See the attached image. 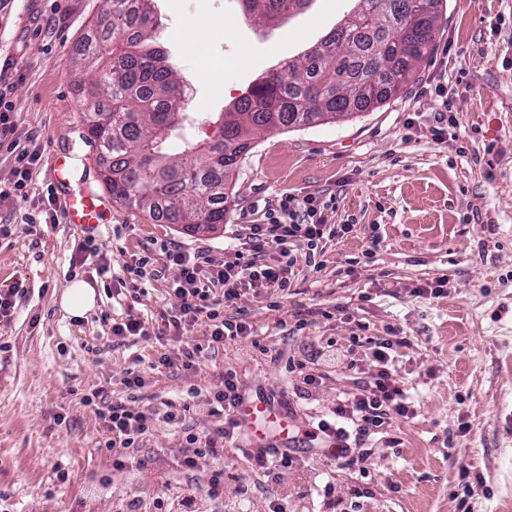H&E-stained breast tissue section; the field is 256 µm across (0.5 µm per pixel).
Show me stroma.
Returning <instances> with one entry per match:
<instances>
[{
  "mask_svg": "<svg viewBox=\"0 0 512 512\" xmlns=\"http://www.w3.org/2000/svg\"><path fill=\"white\" fill-rule=\"evenodd\" d=\"M104 7L103 0H10L0 11L11 137L41 152L24 193L0 199V225L11 228L0 239V288L24 289L14 315L0 320V493L8 512H73L111 477L107 434L84 398L101 389L126 397L131 367L146 380V404L191 402L193 393L222 389L225 370H233L249 395L281 398V415L305 428L374 368L326 367L307 396L288 363L308 360L331 339L348 345L358 322L371 336L396 329L407 337L397 365L416 416L371 435L369 477L337 471L338 494L362 491V512H457L458 476L467 470L481 477L470 512H512V0H435L433 50L398 95L350 118L256 136L229 176L231 206L216 230L187 232L109 202L106 223L93 232L97 243L114 263L147 255L153 269L140 292L117 295L97 275L96 258L72 268L86 232L66 223L50 179L53 155L67 151L87 185L104 189L82 122L86 74L70 62ZM152 7L161 19L156 41L198 115L190 134L203 140L214 136L217 115L339 26L353 3L312 0L274 29L245 19L236 0H153ZM190 33L200 34L197 47L188 46ZM442 86L450 89L444 100ZM445 107L456 127L439 142L430 128ZM285 195L335 198L329 223L352 230L327 242L317 272L304 261L306 245L294 244L291 288L246 294L226 308L251 324V335L203 351L189 370L159 365L168 344L113 337L122 317L155 323L179 309L178 270L163 245L221 264ZM436 279L447 282L443 295H414ZM76 280L97 292L79 319L60 304ZM302 317L308 325L300 330ZM182 439L164 426L144 436L134 490L154 491L175 474L172 451Z\"/></svg>",
  "mask_w": 512,
  "mask_h": 512,
  "instance_id": "stroma-1",
  "label": "stroma"
}]
</instances>
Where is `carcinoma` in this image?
I'll return each mask as SVG.
<instances>
[{"label": "carcinoma", "instance_id": "cac0c4a2", "mask_svg": "<svg viewBox=\"0 0 512 512\" xmlns=\"http://www.w3.org/2000/svg\"><path fill=\"white\" fill-rule=\"evenodd\" d=\"M112 7L85 37L79 65L96 96L87 107L86 137L102 158L99 175L112 199L188 232L224 223V179L259 130L351 116L397 95L435 42L434 0H354L359 34L328 33L312 53L288 61L251 89L208 141L187 139L192 113L178 107L180 79L154 46L159 26L152 0H106ZM245 16L269 24L286 14L283 0H239ZM177 137L183 156H169Z\"/></svg>", "mask_w": 512, "mask_h": 512}]
</instances>
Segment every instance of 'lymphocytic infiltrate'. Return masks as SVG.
I'll return each instance as SVG.
<instances>
[{
    "mask_svg": "<svg viewBox=\"0 0 512 512\" xmlns=\"http://www.w3.org/2000/svg\"><path fill=\"white\" fill-rule=\"evenodd\" d=\"M334 206L331 200L283 197L267 223L251 225L240 238L233 258L220 265L195 252L166 249L170 264L179 272L173 291L181 306L161 318L174 347L172 352L160 355L159 364L170 367L178 362L188 370L194 367L203 348H220L250 335V325L243 318L225 315L223 305L248 293L257 296L272 288L287 290L291 285L289 272L295 264L292 245L305 242L306 259L312 263L323 241L351 232V225L328 223L325 213ZM201 321L209 327L204 343L187 341L185 335L190 327ZM405 343V337L399 335L376 339L356 334L350 336L343 354H336L328 346L312 353L315 362L340 358L351 369L360 368L367 359L375 373L371 381L344 394L331 414L320 418L310 430L289 434L283 446L271 443L246 449L253 472L262 477L270 492L269 512H293L294 498L312 495L336 510L342 501L336 496L333 481L302 484L293 497L282 493L281 488L288 476L314 462L366 474L369 455L365 438L390 427L394 421L415 417L396 365V352ZM244 400L245 388L232 370L224 373L223 390L195 405L167 403L161 412L135 408L121 400L106 401L100 391L86 397V404L95 406L108 434L105 446L112 454L113 478H129L136 461L135 451L155 424L161 422L183 433L177 477L163 481L153 494L113 489L112 512H250L249 484L228 474L222 463L225 444L239 440L241 424L237 412ZM191 412L213 419V426L201 431L186 429Z\"/></svg>",
    "mask_w": 512,
    "mask_h": 512,
    "instance_id": "1",
    "label": "lymphocytic infiltrate"
}]
</instances>
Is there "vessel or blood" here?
Returning a JSON list of instances; mask_svg holds the SVG:
<instances>
[{"instance_id": "obj_1", "label": "vessel or blood", "mask_w": 512, "mask_h": 512, "mask_svg": "<svg viewBox=\"0 0 512 512\" xmlns=\"http://www.w3.org/2000/svg\"><path fill=\"white\" fill-rule=\"evenodd\" d=\"M53 182L64 188L63 211L67 223L85 230L103 224L106 204L95 190L84 185H76V174L71 166L69 155L54 156L51 165Z\"/></svg>"}]
</instances>
